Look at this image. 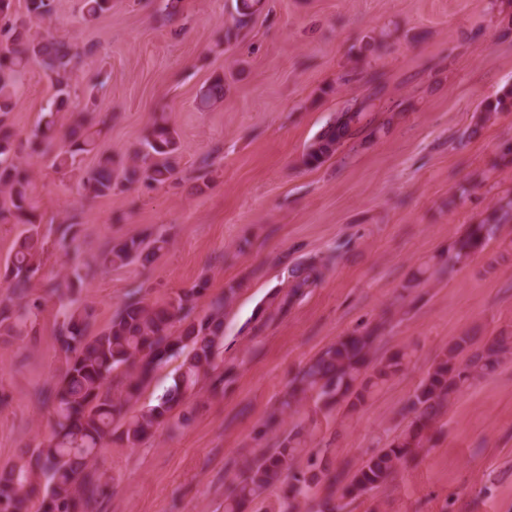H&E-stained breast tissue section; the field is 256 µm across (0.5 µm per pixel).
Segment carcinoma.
I'll use <instances>...</instances> for the list:
<instances>
[{"label": "carcinoma", "mask_w": 512, "mask_h": 512, "mask_svg": "<svg viewBox=\"0 0 512 512\" xmlns=\"http://www.w3.org/2000/svg\"><path fill=\"white\" fill-rule=\"evenodd\" d=\"M14 2L0 0V224H26L28 229L0 268V282L12 294L10 303H0V336L19 334L42 306V297L33 295L31 288L41 277L38 255L44 243L36 227L29 167L22 158L49 157L56 171L65 173L73 170L78 157L96 149L101 134L81 117L58 135L55 115L69 110L78 98L70 78L78 52L64 39L33 32L35 24L53 14L55 0H25L23 15L18 14ZM110 8L111 0H83L82 10L90 20ZM32 63L41 66L55 94L43 108L37 128L21 142L10 123V113L20 100L21 77ZM222 98L224 79L217 76L201 96L200 106L208 108ZM372 108L371 99H356L330 116L306 147L302 163L318 166L335 155ZM509 110L512 88L482 105L473 116L468 135H477L490 120ZM177 151L174 130L156 118L146 126L129 159L100 155L93 167L81 172L80 187L95 199L138 183L163 186L176 176ZM511 211L512 196L507 194L479 222L468 225L436 262L417 268L403 288H416L437 272H455L500 237ZM80 225L76 219L58 225L59 243L75 241ZM168 244L165 233L153 230L122 237L102 253L100 264L148 267ZM329 264L328 258H313L287 269L289 288L279 300V312L288 311L305 297ZM89 275V270L77 266L63 283L52 288L55 294L64 289L72 294L57 331L65 369L49 390L53 430L25 458L0 468V512H94L109 486L95 466L100 448L113 440L137 448L161 427L188 425L195 414L190 399L201 385L222 392L231 379V370L218 362V356L224 346V311L231 306L237 286L230 285L212 297L202 313L197 308L208 290L206 280L178 288L160 302L147 303L133 294L110 324L94 333L91 309L78 306L73 297ZM378 331L375 326L343 336L310 360L293 379L281 402L282 410L294 411L309 397L328 408L340 406L349 412L365 405L406 369L412 357L411 352L399 350L373 361ZM177 354L184 359L172 383L156 397V403L136 408L154 373ZM509 358L512 330L501 329L490 336L462 332L409 397L405 412L410 424L389 447L355 469L324 455L312 458L308 469L299 470L295 460L301 452V433H290L278 447L260 448L228 468L224 512H243L265 491L283 484L287 486L286 501L279 504L277 512H300L303 504L314 512H340L341 500L378 488L418 455L462 390L494 374Z\"/></svg>", "instance_id": "1"}]
</instances>
